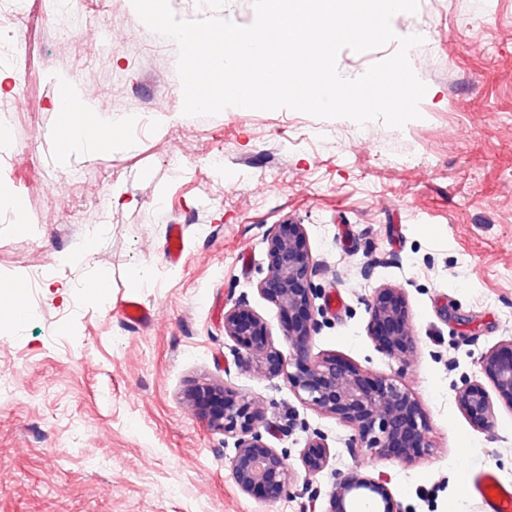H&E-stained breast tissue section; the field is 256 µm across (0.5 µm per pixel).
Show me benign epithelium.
Instances as JSON below:
<instances>
[{"instance_id":"7a95c632","label":"benign epithelium","mask_w":512,"mask_h":512,"mask_svg":"<svg viewBox=\"0 0 512 512\" xmlns=\"http://www.w3.org/2000/svg\"><path fill=\"white\" fill-rule=\"evenodd\" d=\"M268 274L259 292L275 302L285 320L281 336L293 350V370L284 371L279 350L261 317L248 309L245 300L236 301L224 312V335L240 348L238 364L270 376L286 374L295 395L314 410L333 415L355 431L351 448H364L380 455L390 452L402 440L400 456L412 460L429 447L428 424L412 392L392 376H374L334 356L313 358L310 342L317 330L314 291L303 284L316 271L301 224H278L267 238ZM371 329L379 349L389 359L406 363L414 355L415 338L407 322L404 293L398 288L380 289L369 302ZM480 366L492 389L480 381H467L457 389L456 401L462 411L485 429L495 421L494 398L512 410V341L509 355L492 348L482 355ZM189 400L208 414L212 430L235 439L232 474L239 490L269 498L282 496L289 488L294 468L288 458L263 441L258 425L261 411L248 399L221 384H205L188 393ZM307 476L322 472L330 460V449L322 435L311 439L299 456ZM330 512H357L364 505L369 512H404L385 485L357 470L340 478L331 493Z\"/></svg>"}]
</instances>
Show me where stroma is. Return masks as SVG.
Segmentation results:
<instances>
[{
  "mask_svg": "<svg viewBox=\"0 0 512 512\" xmlns=\"http://www.w3.org/2000/svg\"><path fill=\"white\" fill-rule=\"evenodd\" d=\"M22 2L23 50L0 70L13 104L0 112L13 140L0 184L34 229L0 223V282L24 280L31 315L0 326V512H327L337 474L355 468L386 478L404 512H482L463 472L512 483V410L496 404L482 429L456 388L482 379V354L512 340V0H419L393 17L398 35L427 34L410 58L427 91L419 119L376 123L370 143L352 120L288 108L184 115L177 46L146 35L132 0L87 6L113 46L108 71L49 29L45 0ZM169 5L182 19L254 20L252 0ZM67 85L89 105L111 99L104 117L121 141L110 154L81 145L55 156L53 102ZM173 151L187 156L181 170L166 162ZM286 221L304 225L316 263L312 356L399 375L429 424L415 460L353 454L346 423L300 402L284 377L238 366L224 313L239 299L290 356L282 314L258 290L267 239ZM173 224L184 227L176 264L164 254ZM103 270L105 296L89 295ZM384 286L406 295L416 352L404 368L370 332L368 304ZM131 298L153 308L149 326L126 323ZM212 380L274 425L265 442L297 469L286 496L238 490L233 438L186 403L193 383ZM318 433L330 461L309 477L299 454Z\"/></svg>",
  "mask_w": 512,
  "mask_h": 512,
  "instance_id": "1",
  "label": "stroma"
}]
</instances>
